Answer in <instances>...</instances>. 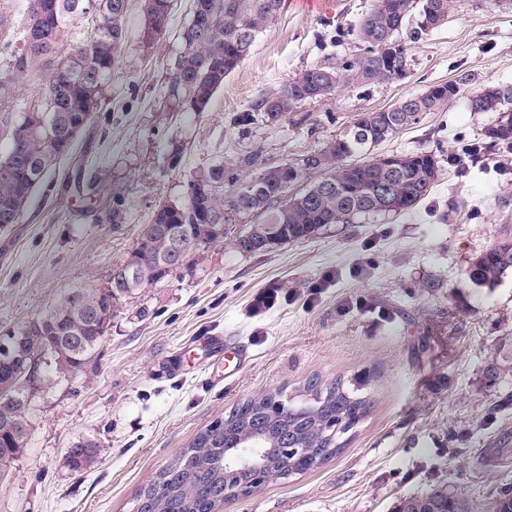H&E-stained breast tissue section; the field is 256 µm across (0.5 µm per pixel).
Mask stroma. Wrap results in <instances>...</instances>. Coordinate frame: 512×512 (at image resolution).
<instances>
[{
  "label": "stroma",
  "instance_id": "35a3bbf8",
  "mask_svg": "<svg viewBox=\"0 0 512 512\" xmlns=\"http://www.w3.org/2000/svg\"><path fill=\"white\" fill-rule=\"evenodd\" d=\"M373 4L334 0L324 12L283 0L207 109L179 112L166 88L191 0H173L168 31L149 49L142 0H130L100 112L21 223L0 230V336L68 289L102 282L161 205L184 202L199 171L223 165L227 197L237 182L321 149L363 113L437 83L460 91L375 148L436 156L437 180L415 209L331 224L259 254L202 246L122 299L85 367L35 395L24 453L0 480V512H132L137 491L210 423L266 392L302 395L315 377L359 389L369 414L341 454L269 479L224 512H394L401 498L441 487L470 512H492L512 491V272L490 285L470 275L512 228V153L489 150L462 170L448 162L503 117L470 100L512 86V0H448L447 22L411 44L400 80L351 82L272 124L238 121L300 71L361 53L356 28ZM103 188L122 203L124 223L93 206ZM208 336L247 353L241 371L220 379ZM493 361L505 370L491 383ZM82 436L104 456L78 474L65 457Z\"/></svg>",
  "mask_w": 512,
  "mask_h": 512
}]
</instances>
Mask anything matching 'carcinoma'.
I'll list each match as a JSON object with an SVG mask.
<instances>
[{"label": "carcinoma", "instance_id": "carcinoma-1", "mask_svg": "<svg viewBox=\"0 0 512 512\" xmlns=\"http://www.w3.org/2000/svg\"><path fill=\"white\" fill-rule=\"evenodd\" d=\"M126 0H24L21 9H0V26L20 27L21 48L10 42L0 44V53L9 56L11 72L0 78V136L8 140L0 151V222L18 224L36 190L72 151L76 139L70 136L74 118L95 117L112 70L118 63L126 41ZM283 0H192V17L180 33L183 49L169 76L168 96L186 111L203 112L215 92L249 55L238 36L257 35L280 15ZM430 6L448 14V0H375L359 20L357 36L374 29L392 31V37L408 30V39L417 42L426 31L417 25L407 28L411 15H420ZM140 28L142 45L150 47L166 33L170 20V0H144ZM91 17V32L82 42L69 37L74 21ZM364 52L336 65H316L302 70L281 88L262 96L253 111L240 117L243 124L274 122L308 100L326 99L354 80L388 81L386 70L373 62L372 44L363 41ZM44 77L41 95L17 106L16 85L31 76ZM438 109L434 102L418 96L398 105L367 112L335 140L318 151L305 154L291 163L300 178L320 173L322 177L300 193L283 189L279 181L265 182L266 194L257 199L240 191L224 200L194 193L188 187L187 205L177 209L160 208L154 224H170L195 249L201 245L228 241L240 252L257 254L273 245L247 247L237 236L209 234L205 224H225L229 215H248L278 243L309 238L329 224H349L355 220L385 213L376 198L379 184L396 185L404 199L403 212L414 209L434 185L428 172V153L409 154V165L401 171L389 170L374 156L365 161L346 163L344 159L363 155L371 148L415 125L425 112ZM490 145L512 142V119L504 118L484 131ZM151 267L144 273L141 287L171 275L158 264L166 262L161 237L147 233L138 243ZM512 270V235L503 237L486 250L472 266V278L493 284ZM82 309L74 308L69 294L51 308L33 316L12 333L0 336V344L13 348L14 361L0 365V420L16 412L18 398L27 394L24 377L37 365L41 386L64 379L55 359V348L69 346L67 371L77 374L93 355L105 334L114 306L136 292L119 287L104 295L98 285L79 288ZM306 393L307 408H296L285 392L275 391L238 404L221 419L204 428L187 448L165 466L149 488L148 512H220L225 479L247 478V474H228L225 455L236 448L254 445L256 433L263 434L261 447L266 456L267 477L282 478L287 472L300 474L310 469L308 458L295 456L282 465L278 462L283 434L296 448H324L332 421L339 415L363 420L370 412V400L348 391L339 381L323 383L314 379ZM28 424L17 431L0 429V477L24 453ZM66 463L76 472L94 468L100 458V444L87 437L73 444ZM398 512H467L458 494L433 488L410 496L398 505Z\"/></svg>", "mask_w": 512, "mask_h": 512}]
</instances>
